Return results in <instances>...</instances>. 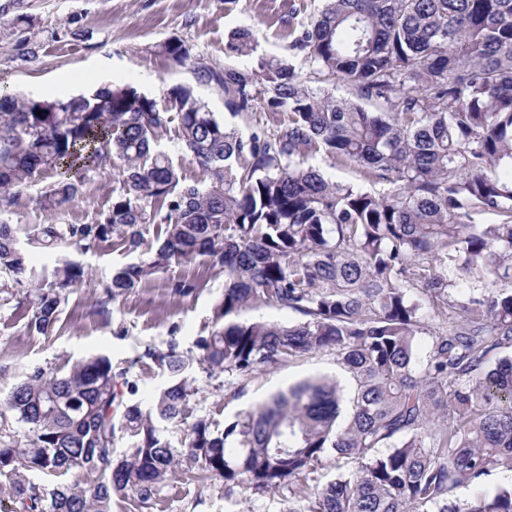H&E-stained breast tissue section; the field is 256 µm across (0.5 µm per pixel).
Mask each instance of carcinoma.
<instances>
[{
	"label": "carcinoma",
	"instance_id": "obj_1",
	"mask_svg": "<svg viewBox=\"0 0 512 512\" xmlns=\"http://www.w3.org/2000/svg\"><path fill=\"white\" fill-rule=\"evenodd\" d=\"M301 13L280 18L298 65L257 54L247 26L224 46L240 67L196 61L177 37L156 46L218 88L244 131L182 85L161 99L129 84L53 99L0 87V214L47 173L58 180L35 199L45 211L74 202L91 173L112 182L89 223L0 222V299L28 335L49 334L83 284L76 255L114 239L133 253L152 224L164 235L152 255L95 282L98 316L174 265L224 272L196 354L175 341L147 351L165 381L146 406L104 355L22 369L0 401V418L27 425L0 439L14 512H112L116 497L138 512L176 475L286 489L288 512H512V484L458 496L512 471V354L490 365L512 351V0H324L309 22ZM176 119L202 174L192 183L160 148ZM318 154L384 191L325 178L308 163ZM21 232L65 252L52 280L36 279ZM464 280L480 293L461 296ZM199 288L168 282L173 297ZM258 307L300 319L239 320ZM327 348L350 373L348 397L332 378L305 379L221 431L196 418L182 451L165 438L198 393L196 370L243 378ZM328 455L334 479L300 482ZM510 483L512 484V472L506 470H495L485 478L481 485L461 488L458 495L462 499L474 498L480 494L489 493L498 486Z\"/></svg>",
	"mask_w": 512,
	"mask_h": 512
}]
</instances>
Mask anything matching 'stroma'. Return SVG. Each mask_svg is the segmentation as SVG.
<instances>
[{
    "instance_id": "stroma-1",
    "label": "stroma",
    "mask_w": 512,
    "mask_h": 512,
    "mask_svg": "<svg viewBox=\"0 0 512 512\" xmlns=\"http://www.w3.org/2000/svg\"><path fill=\"white\" fill-rule=\"evenodd\" d=\"M292 0H0V85L33 98L63 97L88 91L98 84H130L144 93L162 97L172 86L187 85L221 120H229L224 96L214 86L197 80L190 67L173 66L155 52L156 44L171 37L182 39L192 56L224 67V43L235 28L248 26L256 33L259 53L288 58V35L278 23ZM46 175L33 182L29 199L5 214L15 227L30 224H83L111 203L112 185L89 176L78 199L49 213L35 199L50 184ZM161 237L150 229L136 253L113 241L80 255L89 277L75 288L63 305L54 331L30 336L24 319L9 307H0V398L18 380V366L59 368L91 354L108 356L113 367L128 360L138 391L136 401H147L163 382L146 346H162L177 339L181 349L194 346L206 334L212 308L224 291V276L202 264L172 267L169 273L135 288L116 300L112 316H94L98 294L93 280L113 268L147 258ZM197 277L194 296L171 297L169 277ZM333 376L348 382L349 375L335 351L324 350L289 359L278 368L232 382L198 373L197 394L189 404V419L207 417L213 428L244 414L277 390L311 376ZM288 495L260 496L238 485L214 480L205 485L174 478L163 488L151 512H286Z\"/></svg>"
}]
</instances>
